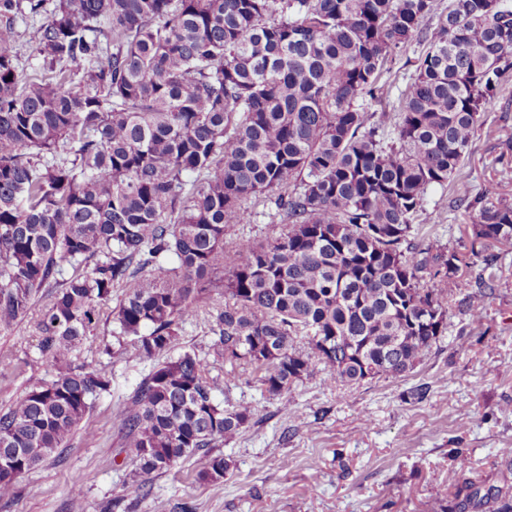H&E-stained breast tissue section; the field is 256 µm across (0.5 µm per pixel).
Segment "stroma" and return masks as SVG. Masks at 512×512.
I'll list each match as a JSON object with an SVG mask.
<instances>
[{"label": "stroma", "instance_id": "obj_1", "mask_svg": "<svg viewBox=\"0 0 512 512\" xmlns=\"http://www.w3.org/2000/svg\"><path fill=\"white\" fill-rule=\"evenodd\" d=\"M419 51L414 43L390 57L382 99L362 101L368 111H397ZM510 140L512 86L474 138L464 166L474 191L512 201V166H489ZM416 222L422 245L459 250L470 243L447 188L427 191ZM283 223L273 204L261 203L228 236L265 242ZM500 265L481 324L449 306L447 335L400 378L330 384L315 372L288 391L298 419L278 412L252 366L237 364L227 395L252 403L257 421L218 444L232 467L217 483L199 480L200 454L161 473H137L120 416L146 368L133 356L106 354L113 325L100 321L76 359L107 366L111 390L61 455L18 478L0 512H433L439 492H456L467 478L512 500V253ZM42 309L35 304L0 332V410L50 377L38 354ZM421 387L427 393L420 398Z\"/></svg>", "mask_w": 512, "mask_h": 512}]
</instances>
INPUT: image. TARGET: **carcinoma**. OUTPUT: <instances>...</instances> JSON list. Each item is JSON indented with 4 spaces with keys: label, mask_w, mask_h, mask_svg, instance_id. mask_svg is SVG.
Wrapping results in <instances>:
<instances>
[{
    "label": "carcinoma",
    "mask_w": 512,
    "mask_h": 512,
    "mask_svg": "<svg viewBox=\"0 0 512 512\" xmlns=\"http://www.w3.org/2000/svg\"><path fill=\"white\" fill-rule=\"evenodd\" d=\"M44 13L41 63L24 75L17 21ZM425 39L398 116L359 104L380 97L396 49ZM509 83L512 0H448L439 14L435 0H0V330L53 290L38 344L51 378L0 411V499L111 389L107 368L73 352L114 289L109 355L150 365L121 418L147 475L254 419L219 400L232 372L170 355L214 292V357L261 371L293 418L288 389L318 364L330 383L412 371L448 332L455 290L476 287L459 303L480 320L495 274L471 282L458 252L414 243V220L446 183L474 241L512 245V202L463 176ZM262 196L287 220L279 235L227 241ZM230 467L209 455L198 478ZM489 495L466 481L437 512Z\"/></svg>",
    "instance_id": "obj_1"
}]
</instances>
